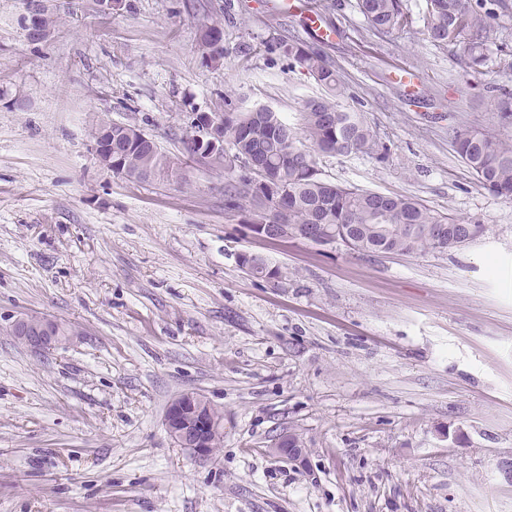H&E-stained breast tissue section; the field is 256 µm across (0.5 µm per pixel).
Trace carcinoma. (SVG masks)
<instances>
[{
  "instance_id": "cac0c4a2",
  "label": "carcinoma",
  "mask_w": 512,
  "mask_h": 512,
  "mask_svg": "<svg viewBox=\"0 0 512 512\" xmlns=\"http://www.w3.org/2000/svg\"><path fill=\"white\" fill-rule=\"evenodd\" d=\"M425 31L430 42L448 43V28L460 24L455 42L463 45L468 67L479 71L485 66L493 44L494 12L483 0H426ZM357 7L371 32L388 36L409 23L402 0H357ZM203 58L212 63L224 57V30L218 24L207 27L200 36ZM284 50L328 91L321 98L309 99L301 112L302 129L311 149L297 145V132L277 113L265 107L241 109L224 100V112L200 116V123L222 125L219 133L232 154L204 155L209 165L224 168L226 204L233 209L259 207L260 195L268 185L270 193L262 218L276 223L288 212V223L312 225L321 235L343 226L346 247L359 254L376 255L387 251L402 253L446 252L465 244L466 223L438 213L406 195H383L342 186L319 177L316 154L371 155L383 159L387 146L377 139L368 123L357 112H344L333 100L339 82L336 68L316 49L299 40H282ZM112 130V156L120 160L123 174L146 178L170 167L156 141L143 139L145 133L131 125L104 123L96 131ZM454 151L470 169L478 184L490 194L512 201V142L483 131L456 130ZM245 158L264 165L268 184L256 185L246 174H235V160Z\"/></svg>"
}]
</instances>
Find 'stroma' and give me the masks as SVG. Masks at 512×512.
<instances>
[{"mask_svg": "<svg viewBox=\"0 0 512 512\" xmlns=\"http://www.w3.org/2000/svg\"><path fill=\"white\" fill-rule=\"evenodd\" d=\"M305 2L334 40L270 0H44L55 26L32 43L24 0H0V512H512V202L452 147L460 128L512 140L483 93H512V0L479 73L425 38L426 0H402L412 24L388 37L356 0ZM288 38L321 50L340 109L389 148L317 155L321 178L414 197L481 236L368 256L250 234L223 169L183 140L228 99L301 130L325 89ZM104 122L154 138L173 172L107 169ZM243 253L278 278L250 276ZM23 315L72 336L33 350L10 331ZM189 393L222 415L206 457L165 428ZM290 436L302 463L277 449ZM200 43L205 60L216 63L224 57V30L220 25L207 27L200 36Z\"/></svg>", "mask_w": 512, "mask_h": 512, "instance_id": "stroma-1", "label": "stroma"}]
</instances>
